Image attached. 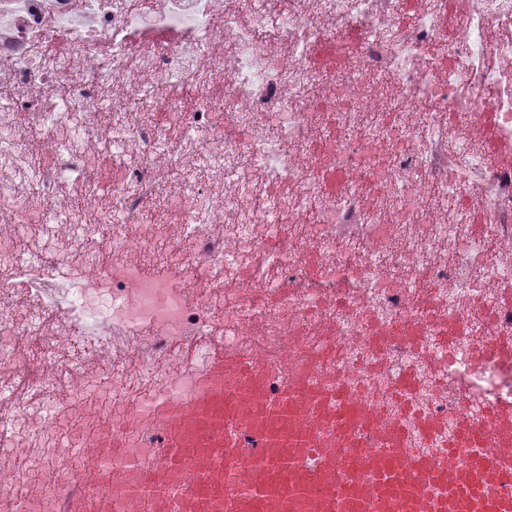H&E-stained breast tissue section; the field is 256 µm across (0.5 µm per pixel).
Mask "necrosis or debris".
Here are the masks:
<instances>
[{
  "mask_svg": "<svg viewBox=\"0 0 512 512\" xmlns=\"http://www.w3.org/2000/svg\"><path fill=\"white\" fill-rule=\"evenodd\" d=\"M495 27L507 32L498 51L512 60V0H421L409 19L401 0H306L305 10L276 18L263 0H248L243 10L231 0H158L147 14L130 0H0V83L11 90L0 103V210L43 211L53 233L70 239L81 215L61 211L60 186L73 183L90 202L98 195L85 148L100 145L122 161L108 207L96 210L97 223L112 227L111 308L99 312L92 304L99 289L71 288L53 269L2 264L0 316L20 315L21 324L0 338V360L46 330L42 308L61 309L86 352L116 358L112 419L138 444L152 426L147 404L190 390L195 379L194 367L176 363L173 344L203 337L219 305L225 349L265 364L269 393L308 354L333 344L340 356L324 364V376L367 405L391 402L416 452L435 456L455 445L466 414L481 416L485 435L494 434L492 409L512 401V254L489 262L484 241L512 245V166L492 163L468 133L512 142V77L483 64ZM347 28L358 31L361 54L351 72L339 73L316 49ZM173 31L178 37L165 51L144 42ZM58 33L66 51L41 54L39 45ZM364 71L389 80V97L361 88ZM63 72L71 98L47 97ZM219 76L228 84L217 99L208 89ZM327 79L336 80L338 93L313 96L312 85ZM119 84L140 85V97L113 95ZM184 87L199 93L187 114L175 95ZM160 100L180 114L176 140L158 139L152 127ZM101 106L112 115L107 131L85 115ZM133 111L139 122L129 121ZM17 112L49 128L52 163L14 134ZM228 112L234 122L223 142L207 143ZM317 127L323 136H313ZM156 158H189L224 178L220 198L186 183L177 240L148 245L160 266L175 247L206 261L209 296L161 274L144 288L129 276L127 229L164 191ZM246 163L259 179L243 178ZM333 165L345 175L330 190L323 175ZM23 178L39 182L38 197L22 194ZM254 194L265 196L263 209L246 206ZM313 201L325 232L312 237L298 228L295 243L270 249ZM474 223L482 236H470ZM218 224L224 230L217 236ZM462 240L467 246L454 262L437 260L442 247ZM263 249L267 271L258 283L277 299L260 309L251 289L230 284L252 272ZM101 313L106 325L88 331V319ZM409 328L419 335L406 345L376 340ZM437 369L448 386L437 385ZM455 384L468 386L473 400L453 398ZM10 441L15 454L0 471V499L53 501L45 471L62 462L50 426L13 428Z\"/></svg>",
  "mask_w": 512,
  "mask_h": 512,
  "instance_id": "obj_1",
  "label": "necrosis or debris"
}]
</instances>
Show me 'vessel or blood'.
Wrapping results in <instances>:
<instances>
[{
  "label": "vessel or blood",
  "mask_w": 512,
  "mask_h": 512,
  "mask_svg": "<svg viewBox=\"0 0 512 512\" xmlns=\"http://www.w3.org/2000/svg\"><path fill=\"white\" fill-rule=\"evenodd\" d=\"M317 364L309 358L269 398L262 364L225 354L193 392L156 402L160 438L137 453L121 433L89 430L61 450L97 463L90 481L58 483L63 512H512V497L496 493L512 481L500 462L511 411L488 439L464 419L455 448L431 459L401 424L324 386Z\"/></svg>",
  "instance_id": "b4317fda"
}]
</instances>
